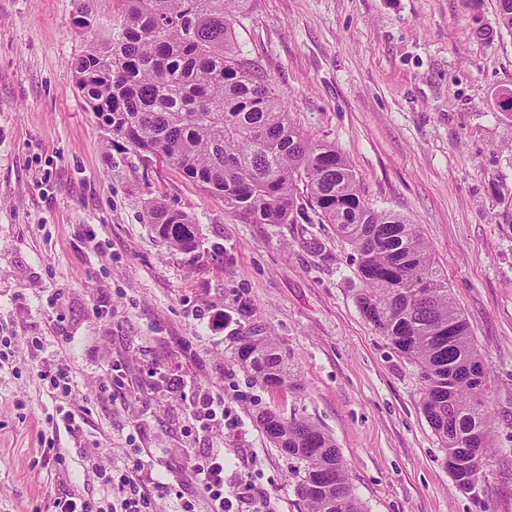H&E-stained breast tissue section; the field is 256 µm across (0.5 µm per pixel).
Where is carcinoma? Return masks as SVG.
I'll list each match as a JSON object with an SVG mask.
<instances>
[{
    "label": "carcinoma",
    "instance_id": "carcinoma-1",
    "mask_svg": "<svg viewBox=\"0 0 512 512\" xmlns=\"http://www.w3.org/2000/svg\"><path fill=\"white\" fill-rule=\"evenodd\" d=\"M115 27L71 61L75 86L112 132L175 166L249 224H334L364 284L358 306L420 371L423 413L455 463L453 484L475 482L492 445L487 373L416 225L363 201L336 146L294 126L244 58L236 15L247 0H121ZM497 25L512 35V0H497ZM154 232L190 253L195 224L159 202ZM237 357L256 378L291 382L263 328L237 337ZM273 445L296 462L295 493L307 512H365L334 438L305 417L264 411Z\"/></svg>",
    "mask_w": 512,
    "mask_h": 512
}]
</instances>
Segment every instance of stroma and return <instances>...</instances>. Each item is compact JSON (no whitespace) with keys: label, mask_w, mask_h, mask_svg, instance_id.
<instances>
[{"label":"stroma","mask_w":512,"mask_h":512,"mask_svg":"<svg viewBox=\"0 0 512 512\" xmlns=\"http://www.w3.org/2000/svg\"><path fill=\"white\" fill-rule=\"evenodd\" d=\"M76 7L0 0V337L15 352L0 375V512L99 499L83 473L88 448L106 465L148 461L206 512L188 458L216 439L191 433L184 402L148 376L173 360L223 392L242 428L225 434L224 456L276 512L304 506L259 426L264 409L327 430L367 512H512V114L498 108L512 90V35L496 28V0H250L235 24L291 122L336 145L366 203L418 226L468 321L493 426L469 494L454 488L423 413L417 366L357 306L353 251L335 225L244 223L113 134L74 88L70 63L91 40ZM156 199L191 217L194 252L154 233ZM254 324L297 388L237 361L233 339ZM30 336L74 376V432L51 430L57 405L34 375ZM51 444L64 462L45 469Z\"/></svg>","instance_id":"obj_1"}]
</instances>
